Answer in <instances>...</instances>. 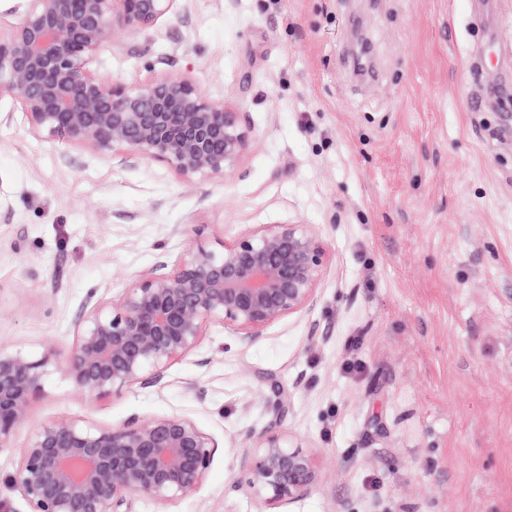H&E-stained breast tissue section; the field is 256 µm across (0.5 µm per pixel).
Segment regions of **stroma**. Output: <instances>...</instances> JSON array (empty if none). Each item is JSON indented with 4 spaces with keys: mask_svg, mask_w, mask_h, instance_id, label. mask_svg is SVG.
<instances>
[{
    "mask_svg": "<svg viewBox=\"0 0 512 512\" xmlns=\"http://www.w3.org/2000/svg\"><path fill=\"white\" fill-rule=\"evenodd\" d=\"M503 68L512 0H176L91 69L183 79L244 114L237 172L195 182L36 133L0 98V345L69 346L89 298L190 240L219 249L290 220L326 252L310 309L246 348L211 326L164 386L97 406L49 374L16 443L59 418L179 413L219 448L169 512H260L243 454L264 430L319 463L280 512H512V99L468 102L480 70Z\"/></svg>",
    "mask_w": 512,
    "mask_h": 512,
    "instance_id": "stroma-1",
    "label": "stroma"
}]
</instances>
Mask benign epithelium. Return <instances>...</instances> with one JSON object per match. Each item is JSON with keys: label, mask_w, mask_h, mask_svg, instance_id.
Here are the masks:
<instances>
[{"label": "benign epithelium", "mask_w": 512, "mask_h": 512, "mask_svg": "<svg viewBox=\"0 0 512 512\" xmlns=\"http://www.w3.org/2000/svg\"><path fill=\"white\" fill-rule=\"evenodd\" d=\"M21 21L0 33V96L18 100L31 128L89 146L126 167L167 163L186 181L234 172L250 134L243 113L206 99L185 80L133 88L107 83L90 65L125 31L153 27L176 0H28ZM325 253L309 224L242 232L220 250L187 243L174 262L158 256L110 301L90 300L72 343L40 357L0 347V448H15L6 479L28 512H137L194 495L218 443L181 414L133 417L116 426L51 421L14 446L34 396L52 371L93 404L136 384L165 382L208 326L231 329L244 347L269 325L309 308ZM245 484L266 506L286 504L317 480L313 456L272 433L245 452Z\"/></svg>", "instance_id": "obj_1"}]
</instances>
